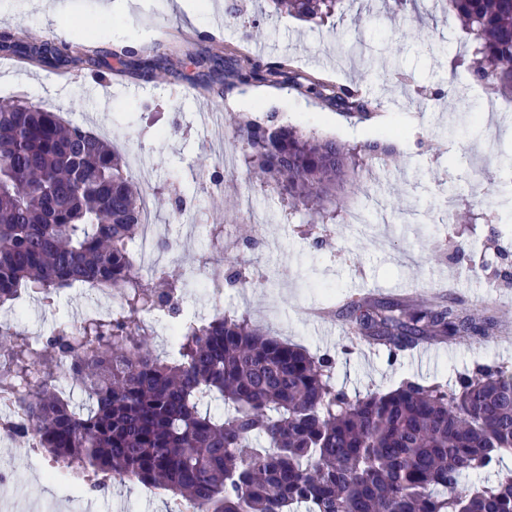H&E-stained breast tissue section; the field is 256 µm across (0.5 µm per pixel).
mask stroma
I'll list each match as a JSON object with an SVG mask.
<instances>
[{"instance_id":"stroma-1","label":"stroma","mask_w":512,"mask_h":512,"mask_svg":"<svg viewBox=\"0 0 512 512\" xmlns=\"http://www.w3.org/2000/svg\"><path fill=\"white\" fill-rule=\"evenodd\" d=\"M171 0H0V33L38 41L50 38L73 47L106 51L129 46L148 51L158 63L151 82L134 74L97 77L87 62L66 68L59 85L56 71L23 65L0 56V102L19 99L54 108L63 120L90 123L124 156L141 185H152L156 222L163 238L178 248L167 265L184 275V313L211 314L213 304L201 292L194 260L209 249L207 231L194 221L205 213L213 222H232L242 195L268 218L266 245L247 250L240 261L266 279V287L225 288V312H248L271 334L310 353L336 359L334 381L349 397L386 392L406 381L454 386L459 374L479 364L512 372V341L476 337L459 344H435L424 361L409 353L390 357L381 346H351L345 318L318 320L313 310L344 301L351 294L377 300L430 303L436 293L468 312L512 322V284L492 285L489 269L512 255V102L489 98L483 88L468 93V104L490 120L477 125L448 109V83H467L465 72L449 77L448 62L462 45L455 19L421 21L432 0H417L414 11L387 18L383 0H344L345 49H337L331 25L292 17L267 18L261 0L240 22L226 26L222 39L212 28L226 0H193L192 13L172 10ZM362 16V27L352 17ZM264 64L293 62L298 72L324 76L352 88H366L384 102L385 112L357 122L321 101L289 87L240 86L224 81L231 55ZM109 105L100 108V97ZM210 103L225 105V118L287 115L289 124L340 143L360 145L381 139L386 128L405 129L396 140L390 164L372 165L360 179L336 190L348 209H365L364 225L344 223L323 245L295 234L283 220L276 196L242 187L245 171L225 177L224 194H210L222 155L238 156L233 138L222 150L206 145L198 111ZM178 183L185 210L170 209L168 189ZM459 186L474 212L500 209L502 222L452 223L446 201L449 185ZM90 292L67 291L54 305L28 301L17 310L15 325L30 337L48 336L60 321L78 320L94 306ZM12 476L0 492V512H167L168 492L144 495L139 484L112 479L92 494L64 481L44 477L38 456L19 440L0 438V470Z\"/></svg>"}]
</instances>
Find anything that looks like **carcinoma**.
<instances>
[{
  "label": "carcinoma",
  "instance_id": "cac0c4a2",
  "mask_svg": "<svg viewBox=\"0 0 512 512\" xmlns=\"http://www.w3.org/2000/svg\"><path fill=\"white\" fill-rule=\"evenodd\" d=\"M459 22L466 53L450 60L469 83L512 99V0H435ZM343 0H265L269 12L324 21ZM0 51L45 68L83 62L53 40L0 35ZM131 49L108 52L109 72L129 67ZM237 84H286L349 117L371 104L347 86L245 57ZM240 163L280 199L283 218L311 236L344 220L331 199L348 172L395 154L388 141L351 148L275 112L235 118ZM144 191L112 143L51 109L0 105V306L22 295L52 303L76 284H107L122 302L112 314L62 322L44 339L0 326V400L29 425L0 431L48 456L58 475L100 489L103 476L161 487L198 512H512V472L491 485L461 486L464 473L512 451V373L479 364L454 387L405 382L350 398L332 382L335 359L255 327L248 312L180 315L185 281L167 269L140 273ZM251 279L233 262L225 281ZM177 328L174 354L148 344L150 310ZM350 327L396 355L417 339L485 337L493 323L453 304L355 302ZM86 394L84 413L57 388L63 368ZM224 401V417L201 410Z\"/></svg>",
  "mask_w": 512,
  "mask_h": 512
}]
</instances>
